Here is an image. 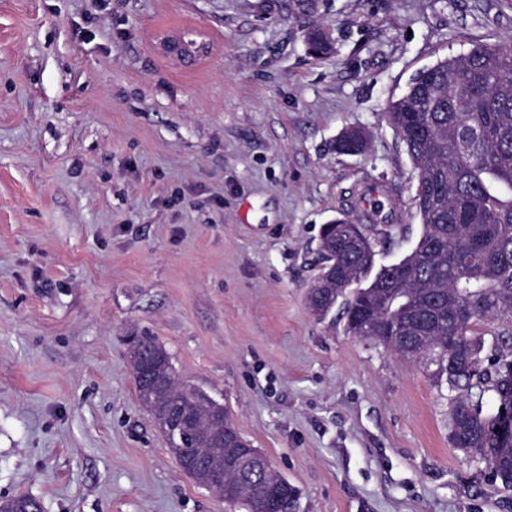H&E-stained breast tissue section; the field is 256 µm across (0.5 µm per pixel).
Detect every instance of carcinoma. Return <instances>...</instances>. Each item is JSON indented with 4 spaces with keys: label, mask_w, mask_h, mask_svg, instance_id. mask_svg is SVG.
<instances>
[{
    "label": "carcinoma",
    "mask_w": 512,
    "mask_h": 512,
    "mask_svg": "<svg viewBox=\"0 0 512 512\" xmlns=\"http://www.w3.org/2000/svg\"><path fill=\"white\" fill-rule=\"evenodd\" d=\"M389 126L418 172L414 205L421 232L401 260L379 265L376 247L394 225L345 220L324 225L321 272L308 292L312 313L342 303L346 331L373 340L428 372L448 400V438L483 459L512 490V443L499 438L512 401V360L485 354L476 327L512 322V38L475 44L421 68L388 102ZM157 402L192 407L177 376H159ZM261 476L229 475L224 503L264 512Z\"/></svg>",
    "instance_id": "carcinoma-1"
}]
</instances>
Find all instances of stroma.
I'll return each mask as SVG.
<instances>
[{
    "label": "stroma",
    "instance_id": "35a3bbf8",
    "mask_svg": "<svg viewBox=\"0 0 512 512\" xmlns=\"http://www.w3.org/2000/svg\"><path fill=\"white\" fill-rule=\"evenodd\" d=\"M0 0V498L245 512L183 474L126 353L154 337L297 493L293 512H512L417 366L310 312L323 225L362 183L421 226L386 120L421 67L512 36V0ZM204 31L178 67L152 42ZM364 128L367 149L332 143Z\"/></svg>",
    "mask_w": 512,
    "mask_h": 512
}]
</instances>
